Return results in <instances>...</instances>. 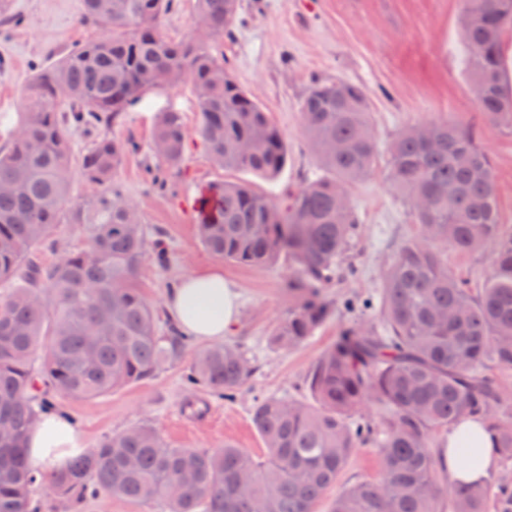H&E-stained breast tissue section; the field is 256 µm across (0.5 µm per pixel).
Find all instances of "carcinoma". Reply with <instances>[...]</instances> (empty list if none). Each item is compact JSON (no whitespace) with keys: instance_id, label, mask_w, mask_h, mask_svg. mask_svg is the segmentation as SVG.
<instances>
[{"instance_id":"carcinoma-1","label":"carcinoma","mask_w":512,"mask_h":512,"mask_svg":"<svg viewBox=\"0 0 512 512\" xmlns=\"http://www.w3.org/2000/svg\"><path fill=\"white\" fill-rule=\"evenodd\" d=\"M172 0H82L84 21L104 35L77 46L28 81L21 122L0 147V285H23L0 299V512H39L34 493L72 504L104 494L158 501L164 512H314L359 446L382 459L376 480L357 482L331 512H512V483L489 473L473 484L441 486L433 432L463 417L485 422L496 454L512 461V399L496 377L512 369V236L499 224L490 161L474 133L453 122L405 128L389 148L388 178L411 207L421 236L400 246L384 278L381 326L347 329L313 363L305 386L315 400L267 396L252 417L266 456L226 443L216 450L176 448L147 425L116 432L45 472L25 455L29 432L52 405L43 393L92 400L154 376L193 352L190 390L232 399L256 367L234 343L191 346L146 302L136 280L148 257L138 207L114 182L133 141L96 135L75 155L70 121L99 130L146 92L183 78L193 84L198 135L213 165L270 182L288 152L267 112L236 83L209 43L224 37L239 0H195L198 28L189 40L164 33ZM505 0H467L460 38L470 55L469 82L483 89L486 118L512 128L505 80ZM300 112L315 177L284 200L247 183L217 180L199 200L197 230L209 253L263 267L285 254L288 315L273 341L305 343L326 321L324 288L357 236L349 187L376 163L368 96L345 80L315 79ZM185 127L162 112L154 156L180 168ZM79 161L92 195L70 198ZM82 224L88 243L50 266L31 259L63 223ZM492 247V266L475 286L448 269L442 251ZM372 403L380 425L356 418Z\"/></svg>"}]
</instances>
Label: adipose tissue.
<instances>
[{"label":"adipose tissue","instance_id":"1","mask_svg":"<svg viewBox=\"0 0 512 512\" xmlns=\"http://www.w3.org/2000/svg\"><path fill=\"white\" fill-rule=\"evenodd\" d=\"M200 304L189 310L190 298ZM166 306L181 333L202 340H219L238 317V294L224 280L223 273L210 270L183 276L167 294ZM471 431L477 438L481 452L480 466H473L467 451L459 442L462 431ZM82 445L71 419L62 413L41 416L28 436V454L33 464L63 466L69 457L81 452ZM448 477L454 482H472L494 469L498 457L494 452L490 433L481 421L466 419L460 427L448 433V447L443 454Z\"/></svg>","mask_w":512,"mask_h":512}]
</instances>
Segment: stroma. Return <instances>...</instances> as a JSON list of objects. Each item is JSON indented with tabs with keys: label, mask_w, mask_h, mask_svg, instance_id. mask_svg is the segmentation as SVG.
Segmentation results:
<instances>
[{
	"label": "stroma",
	"mask_w": 512,
	"mask_h": 512,
	"mask_svg": "<svg viewBox=\"0 0 512 512\" xmlns=\"http://www.w3.org/2000/svg\"><path fill=\"white\" fill-rule=\"evenodd\" d=\"M21 22L0 26V146L20 120L22 90L28 79L76 45L101 37L82 20L81 0H11ZM467 0H240L229 36L213 44L237 83L267 112L288 148V162L276 181L251 172L215 169L197 133L198 100L189 80L147 92L123 112L106 135L133 141L115 174L124 195L141 211L149 241L162 242L166 267L146 261L138 285L150 305L166 309V293L184 275L217 269L239 295V316L224 339L242 346L257 370L235 398L207 396L205 415L185 413L190 392L181 375L190 356L157 375L94 400L59 397L55 408L68 415L83 448L112 433L146 424L178 448L216 450L231 443L256 457L265 448L252 421L255 397L306 396L312 363L347 327L378 323L377 311H347L348 299H378L396 250L417 239L409 206L387 176L388 146L406 127L453 121L473 129L489 156L497 186L503 234L512 235V130L490 123L470 91L468 50L460 39ZM352 81L366 91L378 144L372 173L350 189L359 226L348 266L328 284L336 308L305 344L283 351L271 342L288 313L287 256L272 264L243 267L214 257L198 236L197 202L209 182H245L254 189L297 190L312 178L316 164L302 128L301 102L312 79ZM178 112L186 131L184 161L169 174L164 190L151 185L159 162L151 136L159 113ZM375 448H357L336 486L315 506L331 512L338 494L351 484L377 478Z\"/></svg>",
	"instance_id": "1"
}]
</instances>
